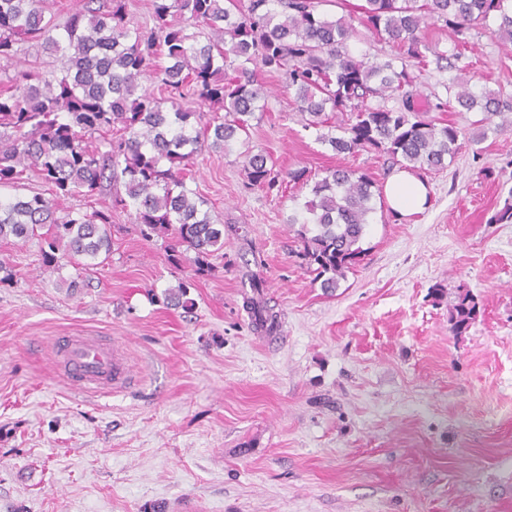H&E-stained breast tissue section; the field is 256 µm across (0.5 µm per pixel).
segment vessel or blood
<instances>
[{
  "mask_svg": "<svg viewBox=\"0 0 512 512\" xmlns=\"http://www.w3.org/2000/svg\"><path fill=\"white\" fill-rule=\"evenodd\" d=\"M50 365L69 386L82 392L116 393L136 382L121 347L107 336L79 333L58 337Z\"/></svg>",
  "mask_w": 512,
  "mask_h": 512,
  "instance_id": "b4317fda",
  "label": "vessel or blood"
}]
</instances>
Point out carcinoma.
Instances as JSON below:
<instances>
[{
  "mask_svg": "<svg viewBox=\"0 0 512 512\" xmlns=\"http://www.w3.org/2000/svg\"><path fill=\"white\" fill-rule=\"evenodd\" d=\"M83 0L63 27L46 17V0H0V60L11 61L34 42L61 62L55 81L19 70L0 90V187L37 169L56 195H91L120 184L111 207H131L141 235L171 240L168 259L194 252V274L209 272V258L224 248V225L214 222L205 201L186 185L183 170L204 142L228 149L246 136L255 114L267 108L262 72H282L305 127L334 151L356 154L374 149L402 169L438 172L462 147L460 131L438 126L417 112L385 105L409 97L410 59L423 51L453 67L469 31L493 18L505 44H512L509 0H361L360 25L353 18L329 19L319 0H153V26L131 28L125 0ZM447 31L453 52L424 43L429 25ZM392 44L397 55L359 58L350 43L366 33ZM162 51L167 64L155 68ZM152 76L174 92L188 89L211 112L168 111L143 88ZM461 112H480L481 126L512 130V99L477 93L458 80L444 85ZM351 112L337 123V113ZM118 126L123 136L93 146L88 135ZM249 185L273 189V162L246 153ZM379 197L366 174L348 167L329 169L288 219L300 225L299 253L314 281L334 291L346 269L363 253L359 246ZM48 227L43 265L58 263L57 251L84 266L109 256V216L59 209L40 194L0 198V239L25 241ZM479 314L474 297H458L449 314L456 335L465 334Z\"/></svg>",
  "mask_w": 512,
  "mask_h": 512,
  "instance_id": "1",
  "label": "carcinoma"
}]
</instances>
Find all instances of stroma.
I'll list each match as a JSON object with an SVG mask.
<instances>
[{"label": "stroma", "mask_w": 512, "mask_h": 512, "mask_svg": "<svg viewBox=\"0 0 512 512\" xmlns=\"http://www.w3.org/2000/svg\"><path fill=\"white\" fill-rule=\"evenodd\" d=\"M462 79L512 98V45L471 30ZM415 110L460 132L426 174L429 207L377 210L335 292L313 284L288 222L308 184L248 185L246 153L310 181L351 167L384 187L383 154H339L302 126L283 73L248 139L203 149L186 183L224 227V253L195 277L112 212V252L85 268L42 264L41 236L0 240V512H512V131H481L448 104L449 72L408 61ZM278 316L267 345L246 308L252 279ZM194 286L186 309L166 297ZM470 292L480 313L454 335ZM88 332L123 347L135 387L82 394L54 376V337ZM479 314L478 304L474 297L465 293L458 297L449 314L450 322L457 336L465 334Z\"/></svg>", "instance_id": "stroma-1"}]
</instances>
